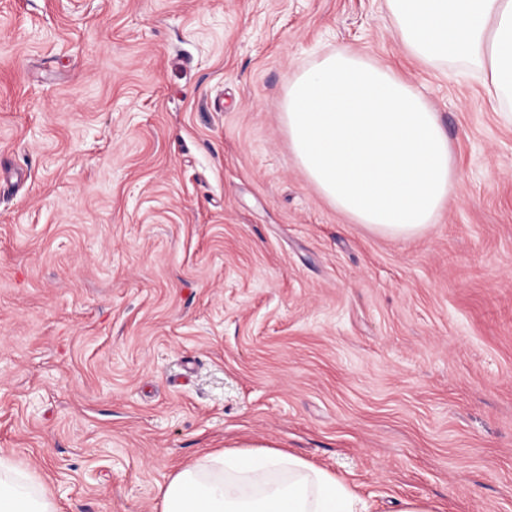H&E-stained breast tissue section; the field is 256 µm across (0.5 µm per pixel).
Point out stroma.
Listing matches in <instances>:
<instances>
[{"label": "stroma", "mask_w": 512, "mask_h": 512, "mask_svg": "<svg viewBox=\"0 0 512 512\" xmlns=\"http://www.w3.org/2000/svg\"><path fill=\"white\" fill-rule=\"evenodd\" d=\"M339 49L448 135L419 237L351 223L289 147L290 79ZM244 441L376 512H512V112L385 0H0V456L61 512H159Z\"/></svg>", "instance_id": "35a3bbf8"}]
</instances>
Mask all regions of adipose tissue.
<instances>
[{"label":"adipose tissue","mask_w":512,"mask_h":512,"mask_svg":"<svg viewBox=\"0 0 512 512\" xmlns=\"http://www.w3.org/2000/svg\"><path fill=\"white\" fill-rule=\"evenodd\" d=\"M407 54L460 61L512 112V0H385ZM284 123L308 180L352 223L409 239L437 223L457 178L429 102L390 63L336 51L288 84ZM346 478L290 453L242 445L171 475L161 512H371ZM0 512H58L35 477L0 457Z\"/></svg>","instance_id":"obj_1"}]
</instances>
